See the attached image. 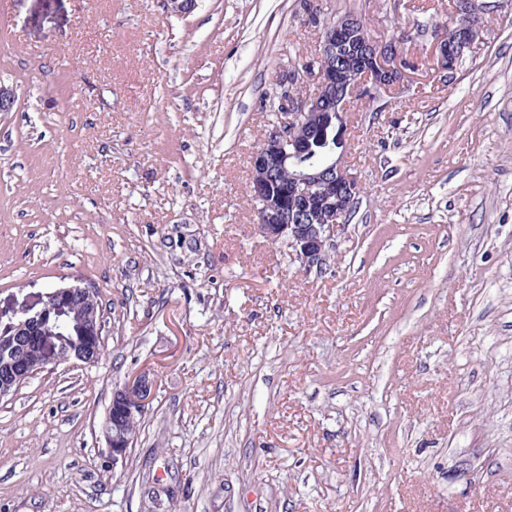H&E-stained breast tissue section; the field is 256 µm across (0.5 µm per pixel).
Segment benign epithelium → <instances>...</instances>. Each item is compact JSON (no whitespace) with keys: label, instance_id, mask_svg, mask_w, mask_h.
<instances>
[{"label":"benign epithelium","instance_id":"benign-epithelium-1","mask_svg":"<svg viewBox=\"0 0 512 512\" xmlns=\"http://www.w3.org/2000/svg\"><path fill=\"white\" fill-rule=\"evenodd\" d=\"M196 7L197 0H166L167 10L179 16L192 13ZM358 22L359 18L354 14L330 21L320 55L334 50L339 45L341 35L356 28ZM434 55L439 68L448 76H455V59L448 57L447 33L436 37ZM399 56L398 50L393 55L380 54L373 72L343 83L336 96V111L331 113L341 134H346V115L351 103L368 93L374 95L404 83L408 73L399 64ZM317 74L316 86L311 91L302 89V81L295 73L280 82L278 99L283 118L273 126L260 146L264 158L258 165L260 173L250 185L251 197L259 203V233L273 243H287L301 266L309 270H321L326 265L328 248L348 227L352 204L358 200L361 189L357 175L347 169L342 158L338 157L333 163L321 167L303 155L311 132L307 118L317 110L321 96L330 83L326 71L319 70ZM274 166L288 170L290 175L288 194L295 204L289 207L268 192L265 173ZM96 292L97 289L89 285L57 287L47 293L40 310L32 314L23 310L21 316L4 329L3 334L13 337V350L23 354L30 347L23 336L28 334L32 325L50 318L66 323L73 301L80 296L89 299ZM101 329L100 315L95 308H89L76 328V335L85 336L87 340L69 345L51 342L49 352L44 354L38 369L55 367L62 362H96L100 355L99 345L88 342V338L101 335ZM33 376L34 372L21 356L5 365L0 369V399L14 394ZM153 385L154 381L149 376L138 374L115 389L111 407L120 409L121 416L107 414L102 427L112 464L125 460L130 453L131 444L122 435V424L125 419L142 414L152 398Z\"/></svg>","mask_w":512,"mask_h":512}]
</instances>
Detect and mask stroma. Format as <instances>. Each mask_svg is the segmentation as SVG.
<instances>
[{
    "instance_id": "stroma-1",
    "label": "stroma",
    "mask_w": 512,
    "mask_h": 512,
    "mask_svg": "<svg viewBox=\"0 0 512 512\" xmlns=\"http://www.w3.org/2000/svg\"><path fill=\"white\" fill-rule=\"evenodd\" d=\"M347 12L419 67L351 105L362 192L307 271L258 232L250 157ZM487 20L450 82L448 0H7L0 329L87 284L105 327L0 399V512H512V11ZM154 381L146 374H138L119 388H116L112 402L107 412L105 422L102 427V434L107 444L109 453L112 456L113 462L118 463L120 460L126 459L130 453L131 443L134 441L137 428L139 427L140 420L138 415L142 414L144 407L149 403L152 398ZM112 407V414L110 410ZM120 409L121 418L113 415V409ZM133 422H126L124 436L130 440L127 443L125 437L122 435V424L125 419L135 418Z\"/></svg>"
}]
</instances>
